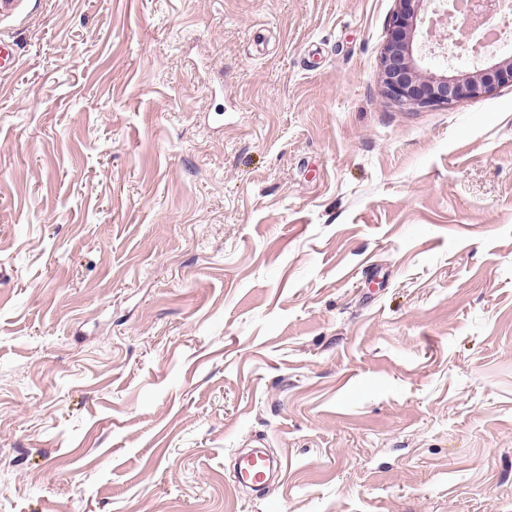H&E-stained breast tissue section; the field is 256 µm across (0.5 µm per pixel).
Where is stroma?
<instances>
[{"mask_svg": "<svg viewBox=\"0 0 512 512\" xmlns=\"http://www.w3.org/2000/svg\"><path fill=\"white\" fill-rule=\"evenodd\" d=\"M394 8L0 10V512H512V84L402 108Z\"/></svg>", "mask_w": 512, "mask_h": 512, "instance_id": "obj_1", "label": "stroma"}]
</instances>
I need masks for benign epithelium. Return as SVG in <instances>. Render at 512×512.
<instances>
[{
  "instance_id": "benign-epithelium-1",
  "label": "benign epithelium",
  "mask_w": 512,
  "mask_h": 512,
  "mask_svg": "<svg viewBox=\"0 0 512 512\" xmlns=\"http://www.w3.org/2000/svg\"><path fill=\"white\" fill-rule=\"evenodd\" d=\"M432 6L426 40L416 42L418 24L424 22L420 12ZM512 10V0H473L461 15L458 32L467 39L474 32L473 19L488 18L504 8ZM448 26V0H396L389 19V36L380 59L381 83L384 93L393 101L410 108L450 107L464 99H475L497 87L512 83V56L500 58L473 72L454 76H425L418 57L425 53L448 50L436 38V26Z\"/></svg>"
}]
</instances>
